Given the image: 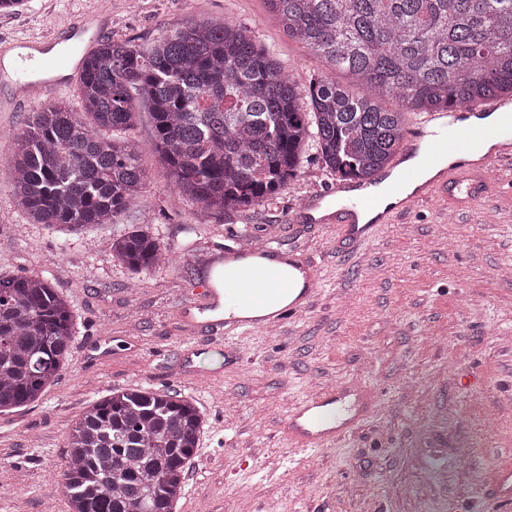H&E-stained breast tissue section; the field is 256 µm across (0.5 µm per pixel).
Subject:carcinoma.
I'll use <instances>...</instances> for the list:
<instances>
[{"mask_svg": "<svg viewBox=\"0 0 512 512\" xmlns=\"http://www.w3.org/2000/svg\"><path fill=\"white\" fill-rule=\"evenodd\" d=\"M289 37L342 71L302 86L235 21L189 20L143 54L102 41L78 75L89 124L60 103L16 134L12 193L32 224L71 234L116 224L146 186L136 100L149 103L169 181L224 213L272 201L316 150L363 182L387 168L403 111L448 112L512 96V0H265ZM392 100L399 109L387 110ZM132 273L166 264L148 224L112 236ZM73 315L38 273L0 279V413L38 400L65 369ZM191 399L114 388L67 435L61 486L72 512H173L205 433Z\"/></svg>", "mask_w": 512, "mask_h": 512, "instance_id": "obj_1", "label": "carcinoma"}]
</instances>
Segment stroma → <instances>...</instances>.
Wrapping results in <instances>:
<instances>
[{
	"label": "stroma",
	"mask_w": 512,
	"mask_h": 512,
	"mask_svg": "<svg viewBox=\"0 0 512 512\" xmlns=\"http://www.w3.org/2000/svg\"><path fill=\"white\" fill-rule=\"evenodd\" d=\"M27 0L0 15V36L56 31L79 12L111 17L101 40L149 51L195 19L228 17L248 28L298 84L324 70L282 31L264 0ZM47 97L0 110V276H47L74 316L60 379L38 401L0 414V512H70L46 503L65 435L114 388L149 387L194 399L207 429L175 512H488L485 472L512 463V193H490L453 212L423 207L380 225L365 245L340 243L332 224H305L302 204L333 188L315 151L274 203L222 215L188 202L168 181L149 117L129 133L148 182L120 223L85 230L72 245L17 205L14 136ZM147 224L169 263L131 275L110 244ZM271 239L314 257L322 291L295 322L235 338L243 360L202 357L199 378H177L178 305L210 255L238 236ZM108 337L112 356L90 346ZM355 379L377 401L362 428L320 453L289 447L288 411L322 388Z\"/></svg>",
	"instance_id": "35a3bbf8"
}]
</instances>
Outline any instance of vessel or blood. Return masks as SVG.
I'll list each match as a JSON object with an SVG mask.
<instances>
[{
	"label": "vessel or blood",
	"instance_id": "obj_1",
	"mask_svg": "<svg viewBox=\"0 0 512 512\" xmlns=\"http://www.w3.org/2000/svg\"><path fill=\"white\" fill-rule=\"evenodd\" d=\"M99 20V15L86 12L52 36L25 35L0 43V81L14 82L16 89L25 94L34 87L45 94L63 89L72 72L80 67L85 55L83 43ZM479 113L498 114V124L473 122V115ZM413 139L426 144L423 162L438 166L434 179L418 182L415 170L402 166L394 176L383 177L382 192L347 196L337 209L325 215L315 216L314 203L305 202L302 222L335 225L342 239L359 246L370 242L380 225L394 223L415 208L439 203L457 210L480 200L497 186L491 171L512 161V104L489 100L455 112L427 113ZM489 140L495 143L493 152L472 161L474 149ZM448 153L456 154V161L440 166V159ZM410 184L415 187L411 193L406 190ZM371 209L377 212L375 220L360 223L361 212ZM280 262L289 265L291 276L276 273ZM319 288L317 262L297 250L273 243L250 249L226 248L223 287L199 281L189 300L175 311L184 338L179 376H199L198 361L209 352L224 354L227 365L238 364L231 338L293 321L310 308ZM288 293L292 301L281 304V297ZM245 303L269 307L270 312L259 318L241 316L239 307ZM376 396L374 388L354 380L331 384L296 405L283 422V432L293 448L327 449L358 431ZM489 485L497 505L512 504L511 465L494 469Z\"/></svg>",
	"mask_w": 512,
	"mask_h": 512
}]
</instances>
